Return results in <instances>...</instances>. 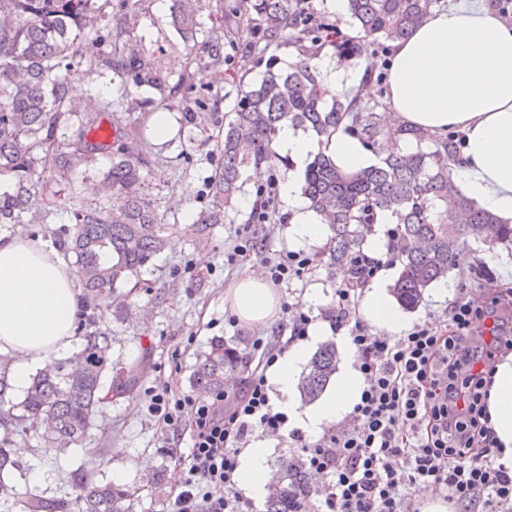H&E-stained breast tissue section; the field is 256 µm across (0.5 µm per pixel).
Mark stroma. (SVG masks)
<instances>
[{"mask_svg":"<svg viewBox=\"0 0 512 512\" xmlns=\"http://www.w3.org/2000/svg\"><path fill=\"white\" fill-rule=\"evenodd\" d=\"M171 5L172 0H140L136 44L159 61L170 82H177L180 74H192L193 93L207 98L209 108L200 124L186 129L181 126L182 113L170 111L171 128L178 131V138L150 148L143 145L148 117L137 111L127 116L134 127L132 140L141 146V154L149 162L143 193L158 222L168 227L164 250L135 278L133 286L123 287L124 314L116 318L106 311L98 318L108 338L113 369L134 374L137 386L132 393L102 404L83 440L66 450L46 448L42 438L31 433L14 434L20 467L0 476L14 490L11 497L0 500V512H24L23 501L32 498L43 502L45 512H61L62 506L74 504L79 476L108 483L117 469L124 473V485L135 491V512H164L181 490L186 463L162 446L161 429L147 411L150 388L165 383L176 392L192 391L194 366L213 339L224 338L238 353L248 352L255 338L288 330L299 313L319 319V308L306 301L309 288L320 287L330 296L338 285L316 260L321 245L308 244L302 248L315 260L302 277L279 284L285 309L275 325L245 327L225 312L224 287L228 282L247 274L264 276L262 257L274 258L279 252L300 248L288 235L289 211L284 199H277L276 211L263 228L253 224L258 182L248 174L242 178L224 223L204 237L190 229L207 201L208 186L221 162L218 139L237 107L230 75L244 66L250 79H259L270 60L277 68L287 69L297 51L283 44L271 49L263 62L237 57L219 76H212L201 69L198 53L189 51L171 26ZM109 166L106 155L79 166L70 189L41 202L32 221L0 224V237L54 240L62 211L102 204L96 186ZM253 234L261 238L260 253L227 262L226 255L236 241ZM474 251L473 245L465 246L469 261L449 273L446 298H437L430 289L422 302L409 310L411 325L442 321L450 299L456 298L462 287L468 288L475 305H483L479 278L486 272L493 273L497 291L512 293V247H495L487 258L475 256ZM160 467L165 470L164 482L152 484L150 476ZM34 468L41 471L44 481L33 488L25 473Z\"/></svg>","mask_w":512,"mask_h":512,"instance_id":"1","label":"stroma"}]
</instances>
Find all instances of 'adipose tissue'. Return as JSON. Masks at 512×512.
I'll return each instance as SVG.
<instances>
[{
  "label": "adipose tissue",
  "mask_w": 512,
  "mask_h": 512,
  "mask_svg": "<svg viewBox=\"0 0 512 512\" xmlns=\"http://www.w3.org/2000/svg\"><path fill=\"white\" fill-rule=\"evenodd\" d=\"M383 97L386 109L378 119L390 127L443 137L461 131L464 141L453 171L459 191L512 218V21L491 0H456L452 6L432 8L421 26L395 43ZM274 149L291 164L282 184L290 211L289 237L300 243L325 242L330 230L301 194L307 162L321 153L341 168L359 169L374 164L377 152L342 126L321 137L287 123L280 127ZM77 279L50 242L0 238V355L9 359L7 377L14 390L27 388L33 370L76 350ZM224 308L238 323L266 325L281 313L282 295L261 277L245 275L225 287ZM359 314L366 327L395 336L409 323L378 276L365 286ZM329 331L326 322L310 323L307 342L288 347L268 370L275 408L286 414L289 427L311 436L351 414L364 387L353 365L355 350L341 336L342 363L327 395L310 407L297 400V375L310 344ZM487 414L503 450L500 461L512 467V354L495 365ZM271 448V440L259 438L241 451L238 481L246 493H265Z\"/></svg>",
  "instance_id": "obj_1"
}]
</instances>
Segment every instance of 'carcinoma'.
<instances>
[{
  "label": "carcinoma",
  "mask_w": 512,
  "mask_h": 512,
  "mask_svg": "<svg viewBox=\"0 0 512 512\" xmlns=\"http://www.w3.org/2000/svg\"><path fill=\"white\" fill-rule=\"evenodd\" d=\"M173 0L171 23L182 40L201 51L207 68L222 69L224 46L245 58H262L273 45L290 44L298 61L288 71L270 65L248 86L237 85L235 117L224 127L221 167L210 183L208 200L193 231L207 235L224 223L238 182L245 169L281 161L273 149L279 128L288 122L304 131L331 135L347 118L351 129L375 144L395 132L379 125L377 96L355 94L343 98L321 80L313 61L330 47L339 60L351 61L361 53V42H393L407 37L427 18L438 0H349L350 24L358 36L348 38L328 21L316 23L305 0H230L224 7V32L205 29L202 4ZM138 22L136 0H0V173L12 183L0 189V224H21L39 198L47 194V162L54 163L53 182H67V174L96 154L109 155L112 164L102 183L109 206L99 211L69 210L60 227V247L73 255L86 298L97 307L121 315L124 304L118 288L138 275L164 246L166 225L156 222L140 185L147 161L136 155L127 139L131 129L118 116L110 121L106 141L91 137L101 128L103 114L112 105L79 111L70 96L78 67L84 74L108 71L123 85L149 88L166 110L178 87L154 62L141 53L106 51L113 25L133 37ZM181 110L197 124L205 102L182 97ZM77 128L68 131L72 118ZM457 136L435 140V149L391 152L376 165L343 171L325 155L310 162L304 174L303 195L331 235L324 252L325 266H336L363 247L374 209L390 213L400 228L402 247L396 256L399 275L392 286L396 301L416 306L434 283L448 277L459 251L470 241L491 248L512 245V221L464 198L453 179ZM274 185L259 189L264 219L274 208ZM83 370L75 374L69 360L54 363L33 378L18 404L0 393V474L17 469L9 445L11 430L34 432L48 421L43 440L55 448L77 443L94 424L100 404L99 390L109 369L107 336L99 329L82 336ZM238 359L235 348L216 339L196 365L192 382L206 392L224 386L226 373ZM336 346L327 341L312 356L302 375L299 391L304 401H316L336 373ZM136 378L122 372L111 375V392L134 390ZM306 477L302 464L278 461L268 483L266 512H296ZM133 494L124 486L84 484L76 499L77 512H133Z\"/></svg>",
  "instance_id": "1"
}]
</instances>
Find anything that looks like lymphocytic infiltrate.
<instances>
[{
  "label": "lymphocytic infiltrate",
  "mask_w": 512,
  "mask_h": 512,
  "mask_svg": "<svg viewBox=\"0 0 512 512\" xmlns=\"http://www.w3.org/2000/svg\"><path fill=\"white\" fill-rule=\"evenodd\" d=\"M382 265L352 254L350 277L323 316L346 330L364 377L349 418L303 445L306 488L297 512H418L407 489L434 484L458 512H512V469L500 463L485 423V387L497 356L512 350V325L494 322L503 302L479 308L467 290L448 307L443 326L425 323L404 336H372L357 321L360 291ZM149 412L164 424L163 444L178 447L193 428L182 490L168 512H253L236 488L238 452L249 431L287 434L263 371L209 397L151 390Z\"/></svg>",
  "instance_id": "lymphocytic-infiltrate-1"
}]
</instances>
